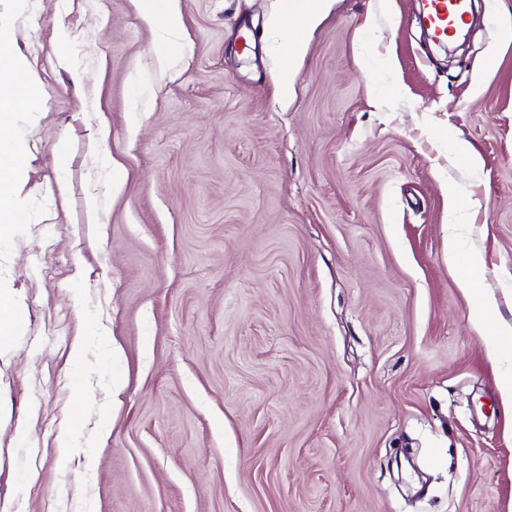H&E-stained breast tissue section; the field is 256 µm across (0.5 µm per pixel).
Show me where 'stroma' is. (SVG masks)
Instances as JSON below:
<instances>
[{
	"mask_svg": "<svg viewBox=\"0 0 512 512\" xmlns=\"http://www.w3.org/2000/svg\"><path fill=\"white\" fill-rule=\"evenodd\" d=\"M284 3L180 0L164 44L131 0H0L45 87L16 115L30 172L0 248L27 324L0 362V504L512 512V437L440 190L471 207L461 250L512 325V0H476L479 25L439 55L418 0H335L286 103L290 32L267 25ZM61 23L78 89L51 64ZM81 416L77 409H73L72 412L64 420L61 432L57 438V448L61 458L65 459L69 457L73 448L71 436L74 430L80 426Z\"/></svg>",
	"mask_w": 512,
	"mask_h": 512,
	"instance_id": "stroma-1",
	"label": "stroma"
}]
</instances>
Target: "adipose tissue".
Returning a JSON list of instances; mask_svg holds the SVG:
<instances>
[{
    "label": "adipose tissue",
    "instance_id": "ef3b65f1",
    "mask_svg": "<svg viewBox=\"0 0 512 512\" xmlns=\"http://www.w3.org/2000/svg\"><path fill=\"white\" fill-rule=\"evenodd\" d=\"M14 40L11 18L0 14V244L9 240L13 226L21 221L20 195L30 167V147L15 133V115L19 106L35 108L43 100L36 69L10 50ZM464 292L477 308L472 323L484 338L486 354L500 369L502 404L512 412V326H490L493 302L478 281L467 280ZM23 320L17 294L0 287V361L10 358Z\"/></svg>",
    "mask_w": 512,
    "mask_h": 512
}]
</instances>
